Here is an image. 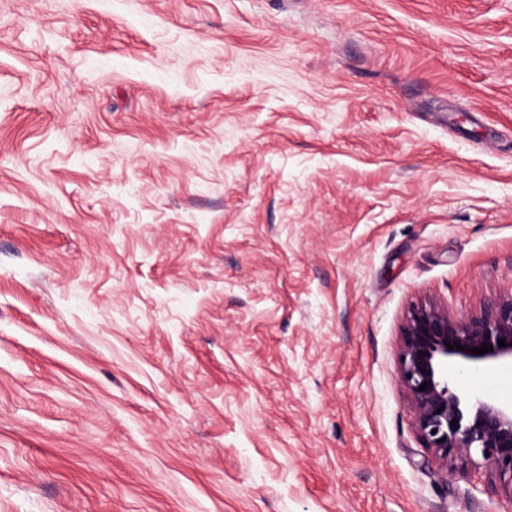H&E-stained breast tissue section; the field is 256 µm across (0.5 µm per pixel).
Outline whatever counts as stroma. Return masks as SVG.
Masks as SVG:
<instances>
[{"instance_id": "obj_1", "label": "stroma", "mask_w": 512, "mask_h": 512, "mask_svg": "<svg viewBox=\"0 0 512 512\" xmlns=\"http://www.w3.org/2000/svg\"><path fill=\"white\" fill-rule=\"evenodd\" d=\"M510 293L512 0H0V512H512L397 371Z\"/></svg>"}]
</instances>
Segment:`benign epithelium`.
<instances>
[{"label":"benign epithelium","instance_id":"obj_1","mask_svg":"<svg viewBox=\"0 0 512 512\" xmlns=\"http://www.w3.org/2000/svg\"><path fill=\"white\" fill-rule=\"evenodd\" d=\"M504 340L507 346L498 345ZM463 349H449L448 345ZM492 351L470 352L482 345ZM512 363V295L492 296L480 310L460 316L433 300L413 305L402 327L398 378L424 447L448 470L478 454L495 478L508 479L512 498V405L472 394L448 377V364ZM428 384L426 390L419 387Z\"/></svg>","mask_w":512,"mask_h":512}]
</instances>
